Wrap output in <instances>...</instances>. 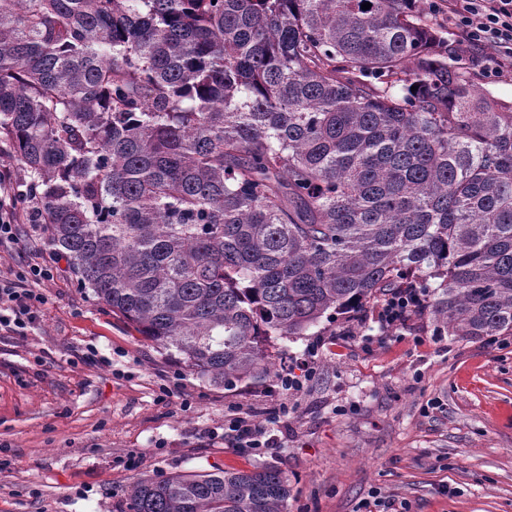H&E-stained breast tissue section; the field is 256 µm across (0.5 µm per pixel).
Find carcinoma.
I'll return each mask as SVG.
<instances>
[{"label": "carcinoma", "instance_id": "obj_1", "mask_svg": "<svg viewBox=\"0 0 512 512\" xmlns=\"http://www.w3.org/2000/svg\"><path fill=\"white\" fill-rule=\"evenodd\" d=\"M3 149L80 287L215 385L408 285L450 336H512V101L421 0H0ZM287 500L267 466L126 509Z\"/></svg>", "mask_w": 512, "mask_h": 512}]
</instances>
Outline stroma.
<instances>
[{
	"mask_svg": "<svg viewBox=\"0 0 512 512\" xmlns=\"http://www.w3.org/2000/svg\"><path fill=\"white\" fill-rule=\"evenodd\" d=\"M0 250V275L50 262L42 227ZM24 334L0 330V512H124L130 485L171 473L288 477L287 512H512V336L507 347L438 335L430 314L365 351L373 319L324 353L315 377L265 420L279 439L258 453L224 440L235 407L277 404L271 381L217 386L184 374L79 287L67 262L42 283ZM96 348L108 365L88 364Z\"/></svg>",
	"mask_w": 512,
	"mask_h": 512,
	"instance_id": "35a3bbf8",
	"label": "stroma"
}]
</instances>
